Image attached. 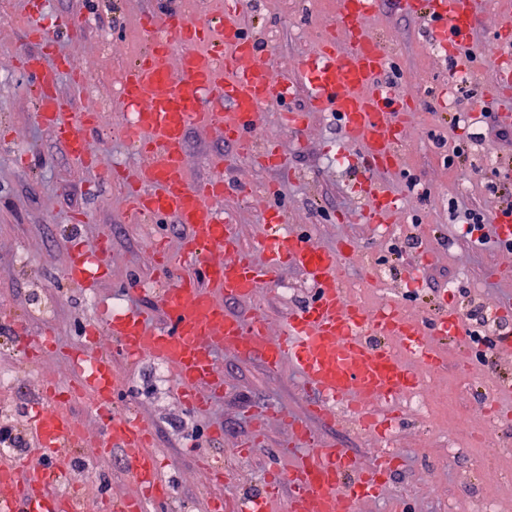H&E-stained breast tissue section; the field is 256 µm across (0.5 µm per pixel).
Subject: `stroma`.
I'll return each instance as SVG.
<instances>
[{
  "label": "stroma",
  "instance_id": "1",
  "mask_svg": "<svg viewBox=\"0 0 512 512\" xmlns=\"http://www.w3.org/2000/svg\"><path fill=\"white\" fill-rule=\"evenodd\" d=\"M339 7L340 0H242L241 12L254 27L262 59L272 60L282 78L317 52V34L333 21ZM223 9L224 0H45L42 24L56 31L60 51L74 71L86 76L78 92L69 78H62V92L75 95L79 107L101 109L113 105L123 67L147 42L141 14L210 15ZM67 19L83 20L84 25L62 29L60 23ZM363 26L395 56L397 66L387 75L394 93L408 84L418 90L401 163L376 176L399 200L391 232L381 236L366 225L341 222V215L355 213L362 205L352 191L358 172L348 168L341 155L344 134L325 113L314 115L300 138L280 126L276 109L266 110L259 135L278 141L288 161L284 171L240 162L222 129L191 127L185 147L189 178L196 182L212 176L211 156L224 155L222 176L230 190L224 205L234 211L244 244H255L262 231L261 211L278 201L287 211L289 229L310 234L322 246H334L341 239L355 244L346 284L362 304L375 305L386 293L408 314L423 317L444 296L457 308L463 329H470L471 314L491 315L501 298L512 293L511 286L487 277L507 260V253L492 239L474 243L460 218L467 208L491 214L512 204V194L488 188L495 171L512 170V140L498 135L499 129L512 130V97L495 98L489 92L497 58H512V16L483 6L477 31L459 61L475 76L457 83L452 77L459 63L436 47L426 19L401 15L390 0H383L379 12ZM26 27L23 0H0V370L16 374V391L8 411L0 410V424L15 429L19 448L28 454L32 446L25 411L37 394L39 376H65L68 352L82 343L94 319L92 297L63 273L70 241L79 237L91 246L99 237L111 238L112 250L104 259L107 275L99 290L117 300L131 278L156 279L153 238L165 233L175 246L182 230L170 219L133 220L107 184L113 168L138 162L134 149L113 134L123 122L121 113L112 114V130L89 134L101 156L100 168L93 171L83 169L36 122L32 79L19 64V54L27 47ZM458 112L466 118L455 127L451 120ZM439 136L444 146L436 145ZM459 143L467 144L468 157L454 168L444 157ZM460 172L466 173L465 182L457 181ZM411 177L416 187H408ZM268 186L276 188V196L265 195ZM425 247L433 257L422 264L420 285L411 295L403 288L404 267L419 261ZM310 296V284L288 269L273 278L259 301L279 322ZM16 317L26 321L30 336L53 333L54 357L40 374L24 369L26 358L15 344ZM218 362L228 387L203 414L184 404L158 361L143 358L125 369L117 404L137 412L155 430L163 475L174 489L172 512H203L210 489L195 466L198 455L230 470L225 488L229 494L259 489L264 468H289L276 447L287 431L273 419L265 425L267 445L253 448L247 459L236 458L233 450L249 435L253 415L263 404L304 413L306 398L290 369L269 374L257 363L230 355L220 356ZM509 377L512 353L490 348L485 361L465 369L459 352L452 349L445 368L395 405L400 420L394 444L402 466L392 475L390 492L409 490V512H512V388L502 387L495 397L499 413L507 418L492 435L499 448L489 453L474 440L487 428L486 381ZM416 398L427 400L428 414L415 412ZM215 426L223 427V438H212ZM77 457L88 499L133 490L120 454L99 459L85 448Z\"/></svg>",
  "mask_w": 512,
  "mask_h": 512
}]
</instances>
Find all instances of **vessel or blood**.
Wrapping results in <instances>:
<instances>
[{"mask_svg": "<svg viewBox=\"0 0 512 512\" xmlns=\"http://www.w3.org/2000/svg\"><path fill=\"white\" fill-rule=\"evenodd\" d=\"M32 51L21 54L23 70L35 81L34 112L68 154L81 166L95 167L96 149L86 132L97 127L95 112L79 114L74 98L60 90V77L70 68L57 52L54 39L38 20L39 0H26ZM409 15L426 16L434 43L448 52L462 51L477 28V0H398ZM378 0H342L341 9L323 35L318 53L304 60L294 78L274 75L272 62L260 61L252 27L240 19L237 0H225L222 19L205 23L176 12L147 13L142 25L150 39L139 59L121 75L118 98L128 118L120 134L146 161L126 189L129 207L143 218L169 217L184 235L179 246L161 254L162 272H173L159 291L160 318L128 305L99 302L100 320L121 359L151 356L170 372L186 403L207 411L225 388L216 370L218 353L258 361L275 374L290 368L298 388L313 398L302 417L266 408L264 415L281 421L288 435L280 443L291 462L288 474L268 470L264 494L242 500L215 497L209 512H274L277 500L288 512H357L360 503L375 501L388 491L387 477L398 460L385 428L378 425V404L398 400L422 383L418 366L441 369L449 345L462 336L456 309L441 305L433 317L405 315L386 297L372 307L349 301L343 275L354 250L351 242L322 247L307 234L288 229L284 210L269 206L261 212L264 237L244 247L234 215L224 209L226 186L220 174L223 158L212 161L213 176L189 181L185 137L190 125H216L233 143L239 159L265 168H284L286 157L274 143L256 146L260 113L278 103L280 122L288 130H305L313 114L330 113L346 139L358 146L369 171L388 172L399 162L400 142L413 99L396 96L379 81L391 57L363 29L376 13ZM306 90L307 104L291 101ZM357 222L384 230L397 211L395 196L367 183ZM109 250L76 246L65 274L94 288ZM205 266L197 278L196 263ZM301 271L314 285L313 298L288 319L272 326L266 309L250 315L232 313V300H253L281 269ZM72 385L67 390L44 384L31 424L41 454L35 458L0 461V512H80L73 491L57 489L63 464L74 450L92 445L101 454L120 453L136 484L135 494L105 498L103 512H157L170 503L172 490L163 478L154 449L153 430L130 413L117 412L115 402L125 378L98 348L97 337L69 356ZM89 404L102 419L99 434L89 435L68 411L66 401ZM353 421L374 430L380 454L360 462L335 442L321 437L314 422L335 421L341 410Z\"/></svg>", "mask_w": 512, "mask_h": 512, "instance_id": "vessel-or-blood-1", "label": "vessel or blood"}]
</instances>
